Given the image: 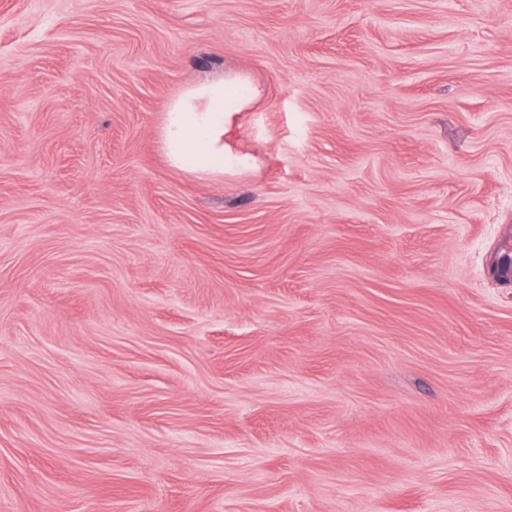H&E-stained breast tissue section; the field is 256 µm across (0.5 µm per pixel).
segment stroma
I'll return each instance as SVG.
<instances>
[{"label": "stroma", "mask_w": 512, "mask_h": 512, "mask_svg": "<svg viewBox=\"0 0 512 512\" xmlns=\"http://www.w3.org/2000/svg\"><path fill=\"white\" fill-rule=\"evenodd\" d=\"M506 255L512 0H0V512H512ZM252 84L239 75H216L172 99L166 109L162 140L171 164L197 177H224L248 165L245 156L224 148V119L256 98Z\"/></svg>", "instance_id": "35a3bbf8"}]
</instances>
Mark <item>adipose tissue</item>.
I'll return each instance as SVG.
<instances>
[{
  "mask_svg": "<svg viewBox=\"0 0 512 512\" xmlns=\"http://www.w3.org/2000/svg\"><path fill=\"white\" fill-rule=\"evenodd\" d=\"M257 92L239 75H217L172 99L162 140L171 164L197 177H220L246 167V157L224 147V119L254 101Z\"/></svg>",
  "mask_w": 512,
  "mask_h": 512,
  "instance_id": "obj_1",
  "label": "adipose tissue"
}]
</instances>
